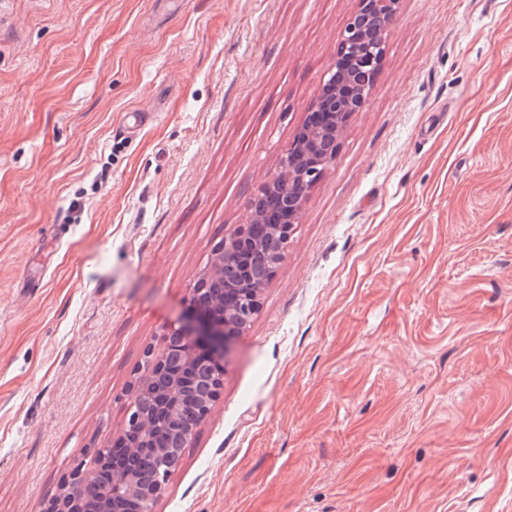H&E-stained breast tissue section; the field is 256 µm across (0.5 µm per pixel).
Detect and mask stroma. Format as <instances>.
<instances>
[{"label": "stroma", "mask_w": 512, "mask_h": 512, "mask_svg": "<svg viewBox=\"0 0 512 512\" xmlns=\"http://www.w3.org/2000/svg\"><path fill=\"white\" fill-rule=\"evenodd\" d=\"M357 6L0 0V512L117 443ZM153 512H512V0H401Z\"/></svg>", "instance_id": "obj_1"}]
</instances>
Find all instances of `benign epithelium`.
<instances>
[{"label": "benign epithelium", "mask_w": 512, "mask_h": 512, "mask_svg": "<svg viewBox=\"0 0 512 512\" xmlns=\"http://www.w3.org/2000/svg\"><path fill=\"white\" fill-rule=\"evenodd\" d=\"M400 0H358L340 37L345 62L330 73L309 106L308 118L297 130L285 150L277 171L260 187L277 199L273 211L263 206L252 209L253 224H263L271 217L272 239H288L295 230L311 186L336 159L332 149L342 135L353 112L364 108L372 90L369 71L376 70L383 54L386 30L394 20ZM249 225L239 224L224 233L217 243L207 269L191 289L190 308L183 324L166 337L183 345L179 361H173L172 349L154 354L147 352V375L139 380L128 404L125 434H139L137 441H127V462L112 470V487L101 488L108 470V450L96 448L88 463L78 465L64 482L60 493L42 512H110L109 498L137 497L152 512L153 505L164 495L168 474L147 475L138 468L143 456L175 457L186 446L188 437L178 436L174 445L156 448L150 432L156 425L155 414L193 400L195 418L202 422L209 415L223 385L224 359L233 339L241 334L257 313L264 287L257 285L251 268L234 275L226 267L229 256H247L256 248L248 241ZM214 364L217 372L207 384L196 386L199 372Z\"/></svg>", "instance_id": "benign-epithelium-1"}]
</instances>
